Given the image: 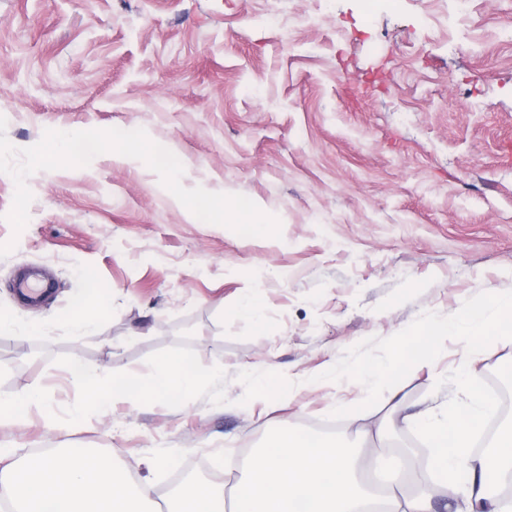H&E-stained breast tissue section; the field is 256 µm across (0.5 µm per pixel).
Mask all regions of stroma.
<instances>
[{
	"label": "stroma",
	"instance_id": "obj_1",
	"mask_svg": "<svg viewBox=\"0 0 512 512\" xmlns=\"http://www.w3.org/2000/svg\"><path fill=\"white\" fill-rule=\"evenodd\" d=\"M512 0H0V115L17 148L45 130H134L184 157V187L242 194L279 218L281 238L200 223L146 165L96 156L32 174L30 220L6 219L0 173V395L40 387L59 415L0 427L22 461L37 448H101L161 512L177 481L222 476L281 427L345 436L374 482L381 456L425 436L393 421L364 442L356 384L319 385L328 362L394 359L433 316L512 297ZM43 274L40 303L17 281ZM258 292L265 318L240 310ZM112 312L71 328L76 302ZM41 324L28 333L24 324ZM161 359L195 363L198 388L169 405L93 404L74 363L148 381ZM266 363L293 384L270 401L243 378ZM224 381L209 384L212 368ZM512 339L437 344L395 377L403 413L466 401V370L492 393Z\"/></svg>",
	"mask_w": 512,
	"mask_h": 512
}]
</instances>
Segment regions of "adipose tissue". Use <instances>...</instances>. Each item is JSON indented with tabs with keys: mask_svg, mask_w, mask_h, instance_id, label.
Wrapping results in <instances>:
<instances>
[{
	"mask_svg": "<svg viewBox=\"0 0 512 512\" xmlns=\"http://www.w3.org/2000/svg\"><path fill=\"white\" fill-rule=\"evenodd\" d=\"M464 335L480 347L512 337V298L474 307L460 317L429 319L412 328L402 353L392 364L353 367L334 361L317 377L321 383L355 382L364 397L386 392V405L397 411L398 391H386L389 377L422 362L439 338ZM75 384L105 403L158 404L178 400L198 385L193 363L161 360L148 382L112 378L109 372L74 365ZM459 384L469 394L463 408H430L404 416L405 426L431 442V469L421 482H434L451 493L478 501L489 498L496 479L512 469V427L499 431L492 454L477 457L470 447L482 429L490 399L467 374ZM149 492L130 481L123 469L87 453L54 451L18 464L12 451L0 448V500L17 502L20 512H144ZM361 492L355 481L350 448L343 438L284 431L260 450L238 477L231 510H223L220 483L189 486L178 512H356Z\"/></svg>",
	"mask_w": 512,
	"mask_h": 512,
	"instance_id": "ef3b65f1",
	"label": "adipose tissue"
}]
</instances>
